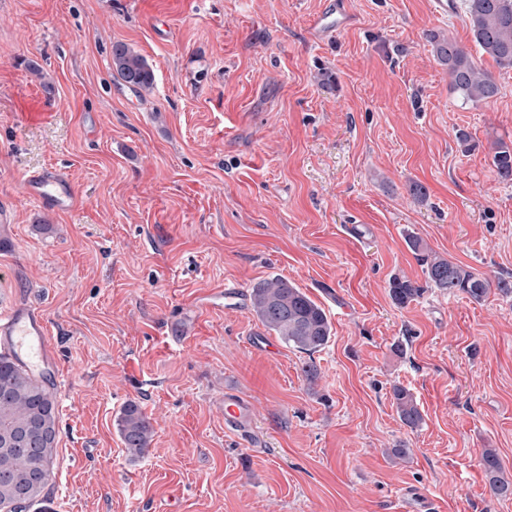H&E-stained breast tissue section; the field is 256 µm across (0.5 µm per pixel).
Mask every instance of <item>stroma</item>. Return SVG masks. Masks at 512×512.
<instances>
[{
  "mask_svg": "<svg viewBox=\"0 0 512 512\" xmlns=\"http://www.w3.org/2000/svg\"><path fill=\"white\" fill-rule=\"evenodd\" d=\"M346 2L352 23L318 41L325 0H0V310L41 309L59 359L48 512H408L410 494L512 512L480 461L496 449L512 480V296L389 294L425 281L409 233L512 276V181L491 151L512 142V69L480 55L465 0L445 18L432 0ZM437 31L496 99L453 91ZM118 42L152 66V94L113 72ZM41 167L68 174L71 211L24 196ZM272 275L331 320L316 385L218 298ZM228 390L254 404L248 435L224 429ZM131 400L155 429L137 459L115 425ZM392 403L400 421L409 428H417L423 421L416 399L406 387L395 385L391 391Z\"/></svg>",
  "mask_w": 512,
  "mask_h": 512,
  "instance_id": "1",
  "label": "stroma"
}]
</instances>
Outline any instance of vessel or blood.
Listing matches in <instances>:
<instances>
[{
  "label": "vessel or blood",
  "instance_id": "vessel-or-blood-1",
  "mask_svg": "<svg viewBox=\"0 0 512 512\" xmlns=\"http://www.w3.org/2000/svg\"><path fill=\"white\" fill-rule=\"evenodd\" d=\"M351 21L344 0H329L317 16L312 33L315 39L340 31ZM24 194L40 209L55 213L69 212L75 204L72 182L59 169H41L28 172L23 180ZM48 322L42 312L28 304L17 303L10 311L0 314V351L18 356L26 352L51 377H58L53 352L48 345ZM254 421V407L250 400L228 392L224 395V428L243 434L249 432Z\"/></svg>",
  "mask_w": 512,
  "mask_h": 512
}]
</instances>
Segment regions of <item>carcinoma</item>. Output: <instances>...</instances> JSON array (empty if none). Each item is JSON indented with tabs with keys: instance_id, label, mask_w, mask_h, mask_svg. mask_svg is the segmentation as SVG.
I'll use <instances>...</instances> for the list:
<instances>
[{
	"instance_id": "1",
	"label": "carcinoma",
	"mask_w": 512,
	"mask_h": 512,
	"mask_svg": "<svg viewBox=\"0 0 512 512\" xmlns=\"http://www.w3.org/2000/svg\"><path fill=\"white\" fill-rule=\"evenodd\" d=\"M466 17L480 52L498 66L512 68V0H468ZM429 41L433 57L447 68L451 84L463 100L489 101L499 94L493 76L479 68L452 38L432 32ZM112 69L121 81L141 93H149L154 87L152 67L125 43L112 46ZM492 150L496 174L503 180H512V146L499 140ZM407 246L423 269L426 286L406 278H393L390 294L399 306L416 300L428 287L453 295L464 294L476 302L483 300L493 287L504 295H512L511 280H493L477 274L433 252L416 235L407 237ZM249 301L252 314L266 330L308 356L302 373L307 384L314 385L319 369L313 355L327 346L333 331L325 310L280 275L254 283ZM391 398L405 426L414 429L421 425L422 413L408 388L393 386ZM117 427L126 451L132 456L144 454L154 428L137 402L130 401L121 408ZM57 438L58 409L53 390L0 354V510L15 504L22 493L29 508L45 500L46 485L41 482L40 472L42 466L51 465ZM481 463L492 494L512 497V481L502 476L496 449H483Z\"/></svg>"
}]
</instances>
